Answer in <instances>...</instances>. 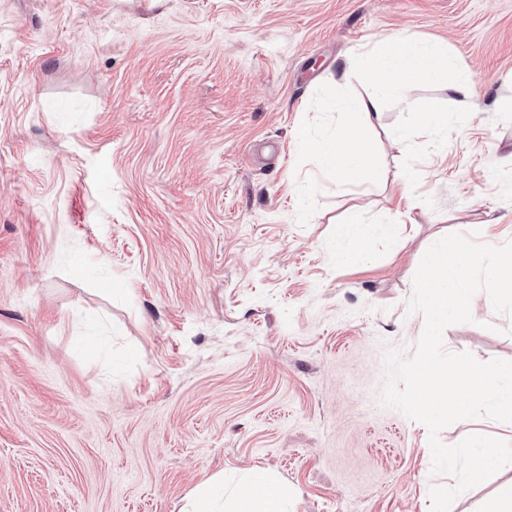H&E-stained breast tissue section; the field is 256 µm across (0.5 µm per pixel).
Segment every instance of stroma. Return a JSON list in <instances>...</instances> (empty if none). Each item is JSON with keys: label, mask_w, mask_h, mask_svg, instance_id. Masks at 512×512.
Instances as JSON below:
<instances>
[{"label": "stroma", "mask_w": 512, "mask_h": 512, "mask_svg": "<svg viewBox=\"0 0 512 512\" xmlns=\"http://www.w3.org/2000/svg\"><path fill=\"white\" fill-rule=\"evenodd\" d=\"M398 33L473 96L410 86L435 133L387 101L379 178L337 185L305 144ZM509 97L512 0H0V512H182L257 471L288 512H429V429L381 405L384 359L423 333L431 244L512 241ZM471 315L444 349L512 361V313ZM471 434L512 424L440 439ZM509 494L512 465L449 512Z\"/></svg>", "instance_id": "35a3bbf8"}]
</instances>
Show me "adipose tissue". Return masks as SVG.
Wrapping results in <instances>:
<instances>
[{
  "label": "adipose tissue",
  "instance_id": "1",
  "mask_svg": "<svg viewBox=\"0 0 512 512\" xmlns=\"http://www.w3.org/2000/svg\"><path fill=\"white\" fill-rule=\"evenodd\" d=\"M448 55L434 43H419L402 34L382 39L370 54L366 78L374 91L355 102L333 101L334 110L346 116V123L335 138L312 143L322 164L335 170L337 180L377 174L364 123L378 117L385 99H394L400 108H411L405 93L414 82L437 83L447 79ZM232 512H287V496L275 491L261 475L238 487L233 494Z\"/></svg>",
  "mask_w": 512,
  "mask_h": 512
}]
</instances>
